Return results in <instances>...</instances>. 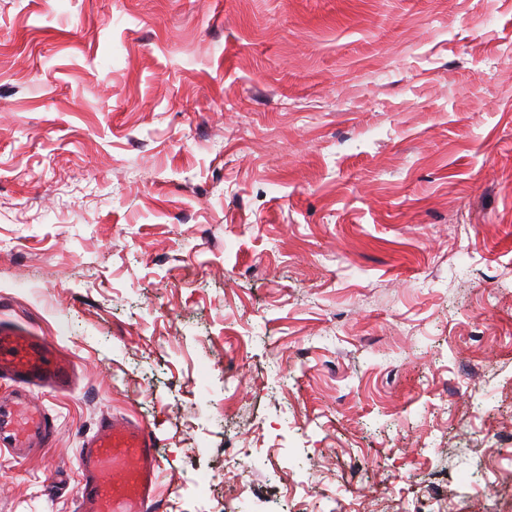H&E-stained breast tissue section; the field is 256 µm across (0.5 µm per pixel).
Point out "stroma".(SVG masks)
Instances as JSON below:
<instances>
[{
  "label": "stroma",
  "instance_id": "35a3bbf8",
  "mask_svg": "<svg viewBox=\"0 0 512 512\" xmlns=\"http://www.w3.org/2000/svg\"><path fill=\"white\" fill-rule=\"evenodd\" d=\"M163 512H512V0H0V323Z\"/></svg>",
  "mask_w": 512,
  "mask_h": 512
}]
</instances>
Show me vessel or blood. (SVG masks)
<instances>
[{
    "label": "vessel or blood",
    "mask_w": 512,
    "mask_h": 512,
    "mask_svg": "<svg viewBox=\"0 0 512 512\" xmlns=\"http://www.w3.org/2000/svg\"><path fill=\"white\" fill-rule=\"evenodd\" d=\"M71 358L44 338L0 325V447L29 457L54 438L43 395L72 387ZM77 512H155L160 458L148 427L123 416L105 418L79 450Z\"/></svg>",
    "instance_id": "b4317fda"
}]
</instances>
